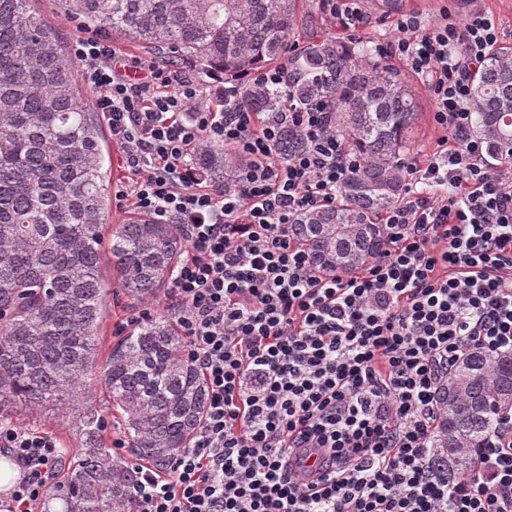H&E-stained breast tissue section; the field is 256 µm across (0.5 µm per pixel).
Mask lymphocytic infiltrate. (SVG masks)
<instances>
[{
	"label": "lymphocytic infiltrate",
	"instance_id": "1",
	"mask_svg": "<svg viewBox=\"0 0 512 512\" xmlns=\"http://www.w3.org/2000/svg\"><path fill=\"white\" fill-rule=\"evenodd\" d=\"M379 55L428 87L444 134L408 163L405 197L388 210L386 248L358 272L318 273L293 234L298 214L335 204L359 165L324 103L266 112L287 95V67L206 84L110 44L72 51L94 106L130 170L115 193L188 250L168 304L202 373L209 404L194 442L161 470H140L135 512H512V417L474 465L449 478L431 464L439 384L465 349L512 353V167L480 164L468 137L471 74L500 42L497 21L402 18ZM302 148L283 152L285 131ZM207 143L244 157L237 182H207ZM0 454L22 469L6 512H39L58 476L59 441L0 422Z\"/></svg>",
	"mask_w": 512,
	"mask_h": 512
}]
</instances>
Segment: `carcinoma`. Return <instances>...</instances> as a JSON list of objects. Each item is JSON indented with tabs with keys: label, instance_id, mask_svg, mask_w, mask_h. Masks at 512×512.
I'll list each match as a JSON object with an SVG mask.
<instances>
[{
	"label": "carcinoma",
	"instance_id": "cac0c4a2",
	"mask_svg": "<svg viewBox=\"0 0 512 512\" xmlns=\"http://www.w3.org/2000/svg\"><path fill=\"white\" fill-rule=\"evenodd\" d=\"M28 0H0V411L81 403V452L44 512H134V461L157 468L188 447L207 405L206 383L180 356L177 324L157 315L133 325L99 361L98 330L107 307L102 245L131 298L166 287L187 248L177 224L103 222L107 186L103 129L78 87L75 63L52 25ZM72 15L148 48L167 62L192 63L203 76L243 75L284 59L295 35L298 0H62ZM288 102L329 103L333 125L359 168L340 185L336 205L294 224L313 266L348 275L386 245L380 218L400 198L403 155L417 101L398 73L361 42L323 37L289 64ZM276 92L251 100L257 112ZM469 136L487 159L512 163V46L490 52L472 79ZM196 163L214 182L234 181L242 162L219 144ZM97 372L121 412L128 451L106 445V416L82 401ZM441 414L431 436L433 468L467 473L468 448H483L500 416L512 411V355L469 351L439 385Z\"/></svg>",
	"mask_w": 512,
	"mask_h": 512
}]
</instances>
